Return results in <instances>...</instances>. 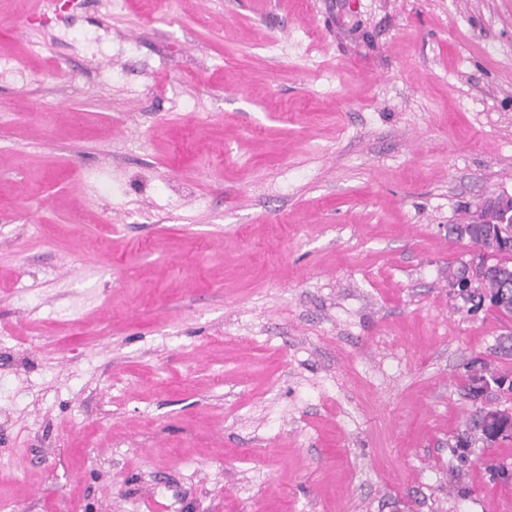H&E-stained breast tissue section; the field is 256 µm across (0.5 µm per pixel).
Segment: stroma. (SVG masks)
<instances>
[{"label":"stroma","mask_w":512,"mask_h":512,"mask_svg":"<svg viewBox=\"0 0 512 512\" xmlns=\"http://www.w3.org/2000/svg\"><path fill=\"white\" fill-rule=\"evenodd\" d=\"M500 197L512 0H0L5 512H512ZM491 202L482 205L474 223L476 224H464L465 229L468 231L470 237L474 241L476 248V258H473L469 262H463L465 265V275L461 281H454L451 287L458 288V293L466 298L467 301L476 303L478 297V290L476 284L479 281L480 265L479 261L482 255L488 254L489 251L481 248L482 246H493V254L490 261L484 265V269L481 273L482 279L480 282V291L482 296L486 297L490 304L496 307H500L503 312L507 315L512 314V274L510 273V288L503 291L504 280L501 276L503 272L508 269L512 270V231L509 236V224L512 226V199L511 198H500L492 201V203L498 205L500 212V224L506 226H500V224H481L490 218V211L488 206ZM511 242V245H510ZM505 292L508 293L507 299H505ZM503 294V296H502ZM495 425L496 422L490 410L482 411L479 414L472 415L466 428L458 437L456 447L466 448L469 443L468 439L472 437L475 438L476 436L485 441L487 433L494 429Z\"/></svg>","instance_id":"1"}]
</instances>
